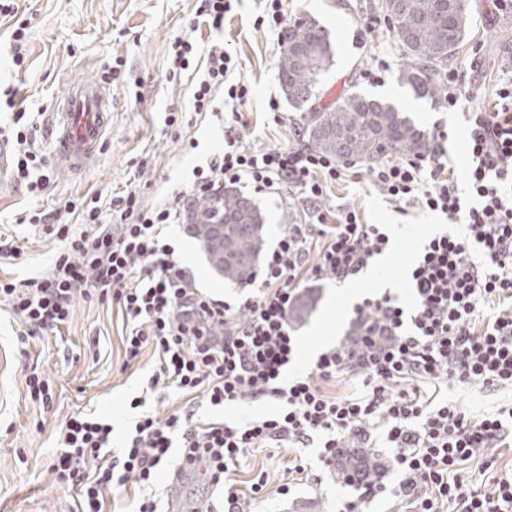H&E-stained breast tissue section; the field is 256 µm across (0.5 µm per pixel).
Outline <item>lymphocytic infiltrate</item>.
<instances>
[{"instance_id": "f902f5d3", "label": "lymphocytic infiltrate", "mask_w": 512, "mask_h": 512, "mask_svg": "<svg viewBox=\"0 0 512 512\" xmlns=\"http://www.w3.org/2000/svg\"><path fill=\"white\" fill-rule=\"evenodd\" d=\"M237 63L223 44H212L194 88V111L211 109L213 87L244 102L250 85L235 78ZM491 108L464 110L468 132V189L463 207L453 171L439 142L423 158L371 166L373 185L398 205H418L464 223L424 245L411 270L416 304L407 310L383 293L353 308L352 337L322 351L311 372L292 382L283 375L296 340L291 315L306 284L344 282L367 269L390 246L378 225L361 223L352 210L315 223L292 224L264 257L237 303L193 289L174 259L163 228L186 216L191 198L221 183L255 190L289 188L310 204L344 172L335 159L302 146L256 151L243 146L235 125L224 149L193 182L163 204L148 206L136 191L68 201L63 212L33 214L31 223H58L65 243L49 276L0 281V304L29 328L56 330L68 323L77 297L108 293L124 321L125 366L153 349L152 385L183 395L204 392L221 407L246 398L281 401L274 417L240 427L200 421L191 404L166 418L141 416L123 448L112 452V425L90 414L66 420L58 434L53 470L59 484L79 490V512H106L107 493L140 491L136 512H161L150 489L159 469L201 472L222 489L227 512H250L264 481L240 493L234 475L255 448H306L317 443V462L328 468L351 448L384 441L400 475L395 487L362 472L347 476L354 490L344 512H362L375 497L393 495L412 512H512V474L494 475L496 449L512 434V409L483 418L448 400L449 387H512V80L497 89ZM80 231H73L69 217ZM119 232H112V224ZM482 259L474 261L472 250ZM353 384L338 392L339 382ZM478 464L489 481L466 478Z\"/></svg>"}]
</instances>
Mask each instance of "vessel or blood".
<instances>
[{"label": "vessel or blood", "mask_w": 512, "mask_h": 512, "mask_svg": "<svg viewBox=\"0 0 512 512\" xmlns=\"http://www.w3.org/2000/svg\"><path fill=\"white\" fill-rule=\"evenodd\" d=\"M112 91L93 80L74 82L49 128L58 166L71 171L90 160L112 119Z\"/></svg>", "instance_id": "b4317fda"}]
</instances>
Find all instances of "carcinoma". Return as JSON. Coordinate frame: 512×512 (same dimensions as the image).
<instances>
[{"mask_svg": "<svg viewBox=\"0 0 512 512\" xmlns=\"http://www.w3.org/2000/svg\"><path fill=\"white\" fill-rule=\"evenodd\" d=\"M365 8L390 16L389 28L410 64L401 81L416 97L436 100L440 85L434 70L456 58L469 34L465 0H392L390 7L370 0ZM279 81L288 104L306 112L308 145L315 151L351 162L376 164L388 157L427 156V134L394 107L347 93L329 108L313 106L319 78L333 60L327 30L301 18L280 36ZM192 237L210 268L227 282L242 286L264 247L263 217L257 204L236 186H224L195 204ZM224 225V236L215 229Z\"/></svg>", "mask_w": 512, "mask_h": 512, "instance_id": "obj_1", "label": "carcinoma"}]
</instances>
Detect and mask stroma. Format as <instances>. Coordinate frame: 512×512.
I'll return each mask as SVG.
<instances>
[{"label": "stroma", "mask_w": 512, "mask_h": 512, "mask_svg": "<svg viewBox=\"0 0 512 512\" xmlns=\"http://www.w3.org/2000/svg\"><path fill=\"white\" fill-rule=\"evenodd\" d=\"M27 20L28 46L23 66L9 54L0 55V90L16 89L26 115L15 120L0 111V138L24 132L44 163L46 177L40 194L30 193L26 179L15 169L0 174V240L11 241L14 258L0 262L1 278L23 279L48 273L62 243L27 219L35 212H51L65 200L84 194L103 199L134 190L142 202L155 206L173 191L186 187L197 166L209 163L224 147V126L240 111L238 129L245 145L255 148L302 146L305 115L291 107L279 83L280 44L254 20L262 0H234L222 29L200 26L192 30L196 0H16ZM367 0H288L290 20L312 18L324 26L334 51L333 64L316 89L315 103L328 107L348 92L380 99L407 112L427 133L444 130L443 147L454 168L459 190H466V135L460 114L444 103L416 98L399 79L405 58L379 14L366 10ZM470 35L453 65L463 95L474 104L492 105L495 88L512 77V0H466ZM193 35L200 44L224 42L231 49L242 77L251 86L239 109L225 105L216 91L213 108L193 112L189 101L196 82L194 71L169 80V52L175 37ZM386 61L383 81L363 76ZM120 65L112 85V121L94 157L85 168L69 172L52 158L49 120L72 82L100 79L105 68ZM278 111H270L269 101ZM173 125H166L168 115ZM265 216V246L273 248L291 224H305L309 212L289 190L253 193ZM324 213L355 209L363 223L386 225L393 246L389 262L377 272L391 293L411 303L409 271L426 238L445 232L443 215L417 207L399 210L369 183L367 165L350 164L343 180L329 186L317 204ZM174 256L191 278L193 288L229 300L246 295V288L225 282L209 269L186 224L164 230ZM317 304L308 321L294 325L302 346L320 351L324 345L345 342L351 311L339 283L327 281L314 291ZM123 323L111 295L94 292L77 297L69 323L53 331L21 337L20 326L0 310V512H78L74 489L59 487L52 471L57 432L71 415L83 412L112 421L113 448H121L129 429L142 412L167 417L184 399L174 389L149 390L148 379L157 362L145 351L140 366L124 368ZM39 368L48 379L47 402L31 400L26 378ZM142 408H131L133 398ZM449 401L482 416L512 405V389L486 391L474 385L448 390ZM201 420H229L247 424L272 415L277 402L245 399L215 408L197 394ZM294 452L259 448L240 462L238 481L265 474L267 484L254 512H336L350 494L337 471L312 468L306 478L293 479L289 469ZM292 482L291 495L277 488ZM162 498L187 494L197 503L222 512L224 500L202 478L184 488L162 472L153 487Z\"/></svg>", "instance_id": "35a3bbf8"}]
</instances>
